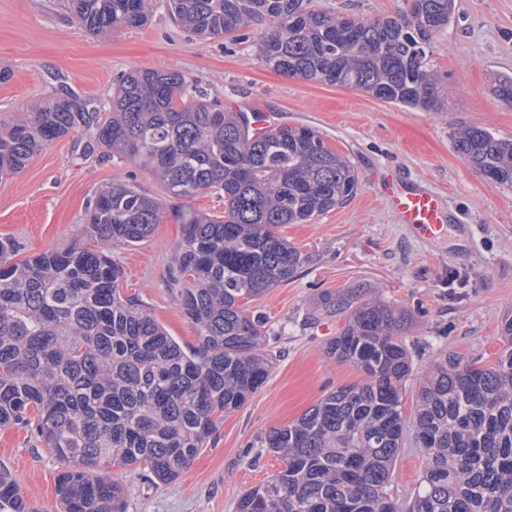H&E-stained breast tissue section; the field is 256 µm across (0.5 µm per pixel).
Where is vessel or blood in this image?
Returning <instances> with one entry per match:
<instances>
[{
  "label": "vessel or blood",
  "mask_w": 512,
  "mask_h": 512,
  "mask_svg": "<svg viewBox=\"0 0 512 512\" xmlns=\"http://www.w3.org/2000/svg\"><path fill=\"white\" fill-rule=\"evenodd\" d=\"M244 112L254 132L280 124V114L248 103ZM386 193L393 214L399 223L408 225L423 240L438 238L450 220L449 213L441 206L438 197L415 181L398 179L389 182Z\"/></svg>",
  "instance_id": "b4317fda"
}]
</instances>
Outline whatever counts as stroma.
Returning a JSON list of instances; mask_svg holds the SVG:
<instances>
[{
    "label": "stroma",
    "instance_id": "stroma-1",
    "mask_svg": "<svg viewBox=\"0 0 512 512\" xmlns=\"http://www.w3.org/2000/svg\"><path fill=\"white\" fill-rule=\"evenodd\" d=\"M313 4L377 18L397 14L405 0ZM258 37L254 30L245 40H196L172 23L163 0H154L145 26L99 38L60 10L57 0H0V66L12 71L0 83V113L22 111L61 87L101 107L123 72L176 71L225 110L240 111L251 101L287 113L290 126L317 130L358 176V191L345 204L279 229L310 262L297 278L249 304L265 322L266 349L274 359L266 382L225 416L175 481L160 482L143 469L124 475L127 512H235L246 489L281 469V460L262 447L264 435L360 378L354 367L325 354L344 323L321 314L325 292L378 300L404 314L400 335L416 347L403 396L409 419L419 378L434 355L459 353L489 364L505 346L499 322L512 308V189L479 175L455 152L451 133L477 124L512 139V106L491 92L496 75L512 76V0H456L454 20L433 38V64L448 90L442 112L278 75L258 59ZM85 141L69 134L23 172L0 175V238L15 242L19 258L66 244L84 221L87 200L112 182L132 180L145 194L162 196L159 182L138 162L85 153ZM389 174L439 195L452 215L441 240L420 241L397 221L384 192ZM181 234L179 221L168 217L149 240L114 256L124 270V294L146 305L180 343L193 345L195 330L169 277ZM60 468L32 427L0 428V469L37 512H59Z\"/></svg>",
    "mask_w": 512,
    "mask_h": 512
}]
</instances>
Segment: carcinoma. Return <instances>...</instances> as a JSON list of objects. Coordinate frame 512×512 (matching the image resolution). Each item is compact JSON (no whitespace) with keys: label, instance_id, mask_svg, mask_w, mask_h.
Listing matches in <instances>:
<instances>
[{"label":"carcinoma","instance_id":"1","mask_svg":"<svg viewBox=\"0 0 512 512\" xmlns=\"http://www.w3.org/2000/svg\"><path fill=\"white\" fill-rule=\"evenodd\" d=\"M150 2L60 0L95 36L147 24ZM406 4L366 19L311 0H165L173 21L200 40L262 29L257 54L282 76L438 112L432 39L455 18L456 0ZM492 91L511 106L512 76L497 77ZM197 93L177 72L136 69L117 79L103 112L66 90L0 116V174L22 172L53 141L83 130L84 150L139 162L165 194L107 185L70 244L23 260L0 240V427L35 426L62 463L60 512H125L123 471L146 467L163 483L180 476L271 372L263 322L248 304L309 261L278 228L307 223L358 189L345 157L316 130L284 124L254 135L243 113ZM451 139L482 177L512 188V140L479 125ZM209 189L224 198L223 212L176 215L183 234L172 286L197 335L183 345L123 294L112 252L148 240L166 200ZM321 309L345 316L325 354L361 379L265 434L282 468L246 490L237 512H512V312L502 317L507 346L494 363L431 360L409 421L403 392L413 355L398 335L403 315L336 292ZM409 431L423 470L403 508L391 486ZM0 509L32 512L2 471Z\"/></svg>","mask_w":512,"mask_h":512}]
</instances>
